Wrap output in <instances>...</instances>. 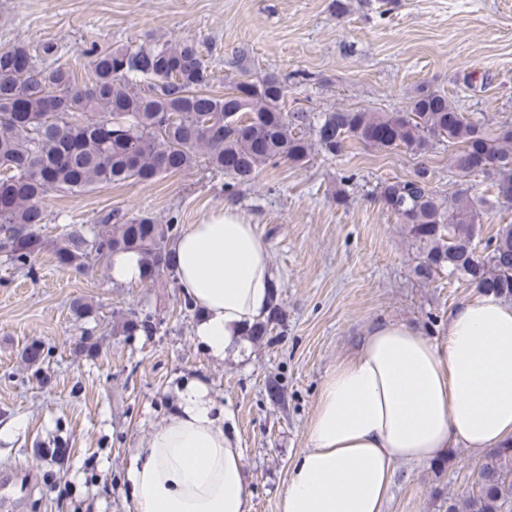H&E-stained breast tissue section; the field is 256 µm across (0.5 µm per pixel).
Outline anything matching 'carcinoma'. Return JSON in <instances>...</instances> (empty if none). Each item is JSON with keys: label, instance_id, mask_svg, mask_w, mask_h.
I'll list each match as a JSON object with an SVG mask.
<instances>
[{"label": "carcinoma", "instance_id": "1", "mask_svg": "<svg viewBox=\"0 0 512 512\" xmlns=\"http://www.w3.org/2000/svg\"><path fill=\"white\" fill-rule=\"evenodd\" d=\"M54 53L52 45L0 50V253L30 273L45 251L77 272L134 251L144 259L142 283L176 280L168 247L179 234L175 218L163 224L147 211H110L90 234L74 228L48 241L40 235L42 200L52 190L146 182L202 163L224 174V193L232 196L270 164H303L315 147L337 155L353 141L418 154L446 143L459 177L482 174L494 205L512 204V123L493 130L428 87L418 88L404 112L339 107L312 114L285 109L287 89L274 75L238 80L221 95L207 90L212 76L195 41L96 50L82 86L71 68L47 63ZM431 179L422 165L411 178L379 187L381 201L422 250L416 276L431 282L446 273L512 300V224L500 225L479 248L481 211L462 191L438 195ZM279 322L275 306L247 335L259 340ZM155 329L151 317L134 312L124 324L129 336ZM24 358L37 376L49 364L37 341ZM479 477V492L448 499V512H499L512 495V449L490 456Z\"/></svg>", "mask_w": 512, "mask_h": 512}]
</instances>
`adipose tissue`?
Here are the masks:
<instances>
[{
	"label": "adipose tissue",
	"instance_id": "adipose-tissue-1",
	"mask_svg": "<svg viewBox=\"0 0 512 512\" xmlns=\"http://www.w3.org/2000/svg\"><path fill=\"white\" fill-rule=\"evenodd\" d=\"M181 294L201 312L198 339L224 358L276 298L268 253L236 204L188 225L171 248ZM512 440V307L490 295L458 306L445 340L382 321L327 372L280 512H383L397 462L461 446L480 454ZM130 512H251L243 450L202 382L136 449Z\"/></svg>",
	"mask_w": 512,
	"mask_h": 512
}]
</instances>
